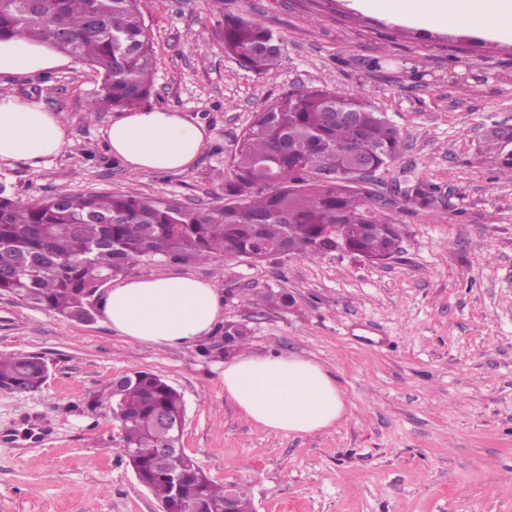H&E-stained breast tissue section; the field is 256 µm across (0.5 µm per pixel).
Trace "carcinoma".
<instances>
[{"label": "carcinoma", "mask_w": 512, "mask_h": 512, "mask_svg": "<svg viewBox=\"0 0 512 512\" xmlns=\"http://www.w3.org/2000/svg\"><path fill=\"white\" fill-rule=\"evenodd\" d=\"M14 37L45 41L89 64L101 80L96 112L135 109L152 93L154 56L140 0H0V39ZM220 38L224 53L256 75L280 64V41L250 19L224 17ZM329 112H355L360 125L332 121ZM357 135L365 162L377 170L398 157L401 132L363 94L317 88L278 97L255 113L225 164L228 202L208 210L121 192L61 193L24 203L1 183L0 293L82 319L101 282L143 258L259 259L265 244L314 256L332 224L343 230L348 251L372 262L389 259L402 227L376 212L367 216L371 196L347 178L316 179L346 170L342 151ZM434 192L420 182L406 197L425 209ZM47 376L39 356L0 355V386L36 392ZM117 400L125 456L155 499L166 501L169 512H185L171 485V474L182 471L188 494L200 498L206 512H221L225 485L211 480L194 456L156 460L155 450L173 436L157 420L180 419L182 395L159 375L134 371L96 394L92 408L110 410Z\"/></svg>", "instance_id": "1"}]
</instances>
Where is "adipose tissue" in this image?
<instances>
[{
    "mask_svg": "<svg viewBox=\"0 0 512 512\" xmlns=\"http://www.w3.org/2000/svg\"><path fill=\"white\" fill-rule=\"evenodd\" d=\"M389 15L432 17L452 26L493 22L512 31V0H376ZM69 63L47 43L0 41V74L45 73ZM109 151L134 171H186L209 140L206 128L182 112L147 109L112 120ZM60 119L41 104L0 95V161L39 169L66 146ZM101 314L121 335L182 347L210 333L221 319L223 298L214 285L189 276L131 277L100 299ZM224 395L244 418L270 431L309 434L331 427L347 413L336 378L317 363L277 353H244L224 365Z\"/></svg>",
    "mask_w": 512,
    "mask_h": 512,
    "instance_id": "adipose-tissue-1",
    "label": "adipose tissue"
}]
</instances>
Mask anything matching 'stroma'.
Here are the masks:
<instances>
[{
  "label": "stroma",
  "instance_id": "obj_1",
  "mask_svg": "<svg viewBox=\"0 0 512 512\" xmlns=\"http://www.w3.org/2000/svg\"><path fill=\"white\" fill-rule=\"evenodd\" d=\"M155 73L148 109L184 112L210 139L182 172H136L114 158L92 113L100 78L71 61L0 84L54 112L68 145L40 169L0 162L22 200L61 192L224 202V162L255 112L279 95L364 93L403 133L378 175L380 216L404 227L373 263L316 256L144 259L130 275L188 274L224 298L221 323L188 348L140 343L102 315L68 319L0 295V354L42 357L40 391L0 389V512H160L91 398L135 370L184 397L185 450L214 481L246 485L256 512H512V33L379 12L372 0H141ZM241 15L281 39L277 70L224 53L219 24ZM437 185L422 209L403 192ZM272 302L252 305L255 296ZM248 349L330 369L348 412L306 435L253 424L224 396V327Z\"/></svg>",
  "mask_w": 512,
  "mask_h": 512
}]
</instances>
